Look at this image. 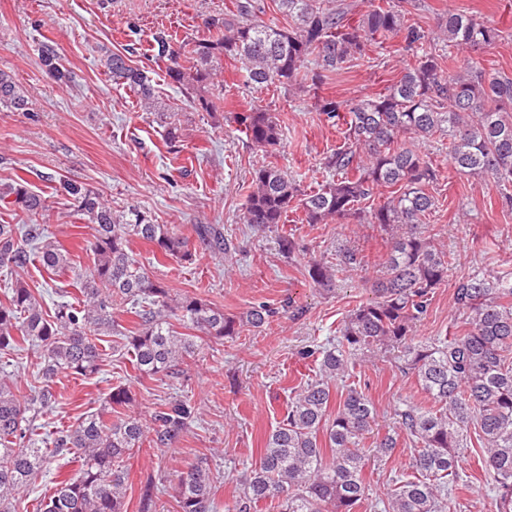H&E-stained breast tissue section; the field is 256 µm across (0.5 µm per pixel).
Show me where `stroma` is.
<instances>
[{"label": "stroma", "instance_id": "stroma-1", "mask_svg": "<svg viewBox=\"0 0 512 512\" xmlns=\"http://www.w3.org/2000/svg\"><path fill=\"white\" fill-rule=\"evenodd\" d=\"M233 2L0 0V71L11 74L29 98L25 112L0 104V184L20 175L46 198L41 223L69 251L74 269L91 265L88 243L94 230L60 190L63 180L95 191L114 212L134 208L187 236L194 225H215L227 243L226 253L201 249L193 261L178 262L154 257L151 246L139 241L130 248L173 293H205L225 314L237 317L262 303L276 310L262 327L243 328L221 343L203 341L174 378L134 371L114 336L108 339L112 356L97 374L54 378L61 402L36 420L43 438L103 410L112 388L120 384L133 397L128 414L146 422L171 397H184L194 406V420L169 447L146 445L124 457L127 512H176L178 476L198 462L214 477L217 512H230L239 498L240 475L258 464L265 436L281 420L292 389L315 375L314 358H302V351L336 337L350 311L371 299V284L384 271L388 234L377 225L306 224L297 208L289 210L285 224L265 233L241 223L255 168L276 165L301 191L310 192L326 180L324 159L343 144L344 134L313 111L308 95L248 87L240 63L230 58L218 76L224 106L217 111L196 109L170 83L156 58L154 34L206 37L204 20L223 16ZM448 10L498 29V40L474 57L485 71L512 76V0H416L413 17L431 31ZM47 43L70 71L68 84L57 83L42 66L41 49ZM112 52L149 71L159 102L181 127L176 147L166 144L156 114L142 110L133 91L106 75L103 60ZM412 60L395 40L369 48L326 80L319 93L349 100L375 94ZM253 107L286 120L275 151L254 148L237 131L233 113ZM422 150L440 172L429 188L435 210L425 235L451 258L448 279L436 288L416 328V338L424 341L455 332L463 321L453 302L459 278L481 270L512 273V206H503L501 199L512 195V186L504 190L492 179L456 172L448 162L447 140H430ZM285 234L298 245L289 257L279 249ZM347 247L361 249L367 266L340 276L331 290L314 287L308 262L331 258ZM40 368V356L31 349L18 358L0 355V378H9L24 394L41 385ZM354 373L379 411L376 432L396 433L395 408L425 400L415 377L402 373L394 358L369 359ZM412 456L411 444L399 436L389 458L369 462L365 479L371 498H378L394 475L408 471ZM481 458L476 438L468 437L459 451L461 480L447 512H491Z\"/></svg>", "mask_w": 512, "mask_h": 512}]
</instances>
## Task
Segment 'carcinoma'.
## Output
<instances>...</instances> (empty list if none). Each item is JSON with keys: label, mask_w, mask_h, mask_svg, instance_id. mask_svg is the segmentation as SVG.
Listing matches in <instances>:
<instances>
[{"label": "carcinoma", "mask_w": 512, "mask_h": 512, "mask_svg": "<svg viewBox=\"0 0 512 512\" xmlns=\"http://www.w3.org/2000/svg\"><path fill=\"white\" fill-rule=\"evenodd\" d=\"M288 26L261 19L264 8L255 0H237L236 12L204 21L223 35L191 44L155 36L157 57L166 63L170 82L191 96L196 108H214L205 92L214 85L224 58L241 63L246 83L275 86L287 92H311L327 74L366 53L398 40L412 52L414 63L386 91L355 100L314 95L315 110L346 126L345 142L325 157L330 173L317 189L301 195L299 186L276 166L253 171L242 221L264 232L299 201L308 224L354 221L386 230L401 226L391 237L382 278L372 283L374 298L355 307L339 330L336 342L304 355L321 356L319 377L308 380L290 397L279 425L267 436L259 464L243 479V497L236 512H260L271 504L276 512H355L368 499L364 472L371 457H389L396 438L387 433L364 445L377 418L373 402L348 384L336 412L331 382L352 377L357 360L396 354L401 370L410 373L434 402L429 408L412 402L395 412L399 430L414 445L412 472L391 480L374 507L382 512H445L457 482V448L470 425L478 427L482 468L491 479L493 512H512V274L472 273L459 279L453 299L466 314L459 333L432 340L415 339L434 290L448 276L450 257L433 248L423 225L434 210L427 187L439 180L420 145L437 134L448 135V161L460 173L490 177L512 185V77L487 73L464 62L443 71L441 55L424 44L441 41L448 54L491 45L498 29L471 15L449 11L426 33L409 23V10L392 0L371 6L362 21L351 22L353 6L338 0H275ZM41 61L60 83L68 72L51 45ZM104 67L117 85L136 92L144 110L156 108L152 79L145 68L131 65L124 54L111 53ZM0 104L28 110V100L14 78L0 71ZM238 131L254 147L268 152L281 143L282 128L274 113L259 107L237 112ZM77 212L94 225L90 250L93 265L76 273L69 299L48 310L44 291L22 279L12 281L0 300V354L33 348L43 360L47 381L26 399L0 380V512H16L18 494L37 474L50 469L52 458L71 452L77 475L54 482L37 512H124L127 473L124 456L150 441L167 448L195 418L186 400L176 399L155 412L149 427L118 410L131 403L123 385L112 388L104 413L91 414L59 431L50 442L36 437L33 423L53 412L57 395L48 385L59 374L87 377L99 371L106 353L101 337L116 334L134 370L170 377L198 349L197 337L175 330L174 322L217 341L236 336L244 326L259 327L273 311L264 304L245 317L224 314L203 298L171 294L147 272L129 244L142 240L162 256L190 261V238L166 224H155L137 210L116 214L96 192L64 181ZM382 203L364 204L380 195ZM30 218L47 211L46 199L18 177L0 186V206ZM201 245L211 253L227 250L224 236L210 224L193 226ZM37 258L49 272L69 266L68 252L44 235L38 224H0V267L23 269ZM366 261L356 249L339 250L337 263L312 259L308 276L314 286L329 288L340 272L356 271ZM126 306L137 319L133 330H119L114 306ZM116 414L104 420V414ZM177 512H216L212 477L201 464L179 475Z\"/></svg>", "instance_id": "cac0c4a2"}]
</instances>
